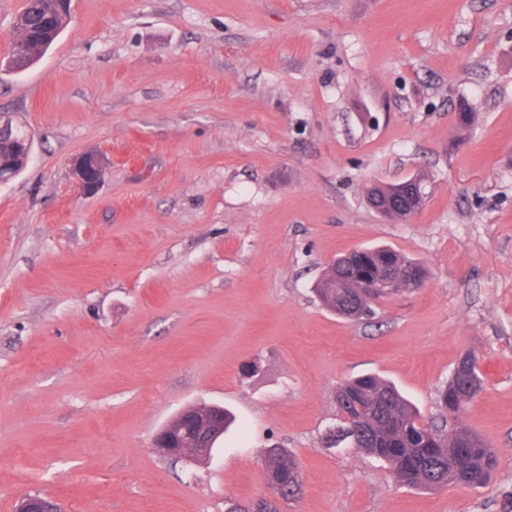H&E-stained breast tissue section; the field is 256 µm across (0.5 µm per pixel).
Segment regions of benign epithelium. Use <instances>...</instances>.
Returning <instances> with one entry per match:
<instances>
[{
	"instance_id": "obj_1",
	"label": "benign epithelium",
	"mask_w": 512,
	"mask_h": 512,
	"mask_svg": "<svg viewBox=\"0 0 512 512\" xmlns=\"http://www.w3.org/2000/svg\"><path fill=\"white\" fill-rule=\"evenodd\" d=\"M17 36L13 40L10 61L16 65L19 61L28 57L31 44L25 33V27L17 24ZM107 168V159L97 152H84L77 156L72 165V176L77 188L84 194L94 193L101 183ZM423 196V183L419 177H412L396 187L394 201L387 205H380L373 200H368L369 205L382 216L398 209L403 205L407 210H412L418 198ZM224 425L217 419H208L196 406H187L172 418H170L156 434L153 447L161 451L175 461L191 462V458L185 451L184 437L191 433L202 447L205 459L211 458V452L215 442L219 439ZM15 512H62L61 504L53 499L38 494L27 495L17 505Z\"/></svg>"
}]
</instances>
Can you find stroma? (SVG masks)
<instances>
[{
	"instance_id": "35a3bbf8",
	"label": "stroma",
	"mask_w": 512,
	"mask_h": 512,
	"mask_svg": "<svg viewBox=\"0 0 512 512\" xmlns=\"http://www.w3.org/2000/svg\"><path fill=\"white\" fill-rule=\"evenodd\" d=\"M1 119L34 138L0 185V512H224L265 496L275 443L304 479L283 512H512V0H71L42 60L0 70ZM86 151L109 160L91 195ZM413 176L407 221L367 205ZM369 246L430 276L337 317L313 287ZM468 353L486 484L411 489L325 446L345 379L438 424ZM210 404L236 421L209 463L156 451ZM106 168L107 159L100 153L84 152L77 156L72 165V176L77 188L83 194L94 193ZM15 512H62V507L56 499L34 494L22 498Z\"/></svg>"
}]
</instances>
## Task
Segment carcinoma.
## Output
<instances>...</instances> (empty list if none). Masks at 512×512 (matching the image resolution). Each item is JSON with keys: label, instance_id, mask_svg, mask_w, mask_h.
<instances>
[{"label": "carcinoma", "instance_id": "carcinoma-1", "mask_svg": "<svg viewBox=\"0 0 512 512\" xmlns=\"http://www.w3.org/2000/svg\"><path fill=\"white\" fill-rule=\"evenodd\" d=\"M45 0H25L20 16L39 25L47 12ZM59 16L44 34L45 44L33 42L34 52L22 67L39 60L65 25ZM27 129L15 128L16 141L0 142V161L9 163L16 156L17 140ZM336 276L324 275L315 292L322 304L336 315L360 319L372 313V303L399 291L415 290L410 274L422 276L421 263L388 247L353 249L334 260ZM483 390L474 356H464L455 367L440 394L448 411V425L422 422L417 408L391 383L372 374L350 378L336 390V423L325 433L328 447L346 441V447L382 459L396 482L428 491L450 484L479 487L485 484L497 465L495 452L477 434L459 425V415ZM343 440H337L339 434ZM265 476L276 497L286 502L298 498L303 489L302 472L296 457L286 448L266 450ZM224 512H281L263 499L249 504L224 503Z\"/></svg>", "mask_w": 512, "mask_h": 512}]
</instances>
